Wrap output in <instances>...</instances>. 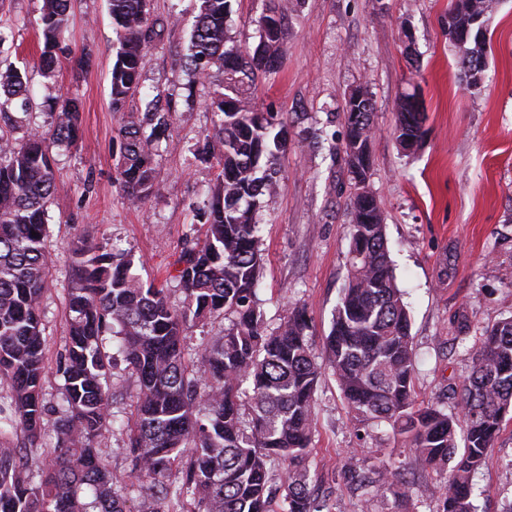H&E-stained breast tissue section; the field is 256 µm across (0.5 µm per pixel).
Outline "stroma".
Returning <instances> with one entry per match:
<instances>
[{
    "label": "stroma",
    "instance_id": "obj_1",
    "mask_svg": "<svg viewBox=\"0 0 512 512\" xmlns=\"http://www.w3.org/2000/svg\"><path fill=\"white\" fill-rule=\"evenodd\" d=\"M227 22L239 46L257 45L254 24L267 0H231ZM42 0H7L0 10V60L28 69L30 103L8 106L0 129L14 137L48 131L60 92L82 102L81 136L73 146L52 149L57 191L48 206L47 253L53 279L43 298L46 338L45 400L61 401L63 380L56 361L68 342L65 301L72 280L71 249L79 240H104L131 251L136 272L163 288L173 304L184 294L169 271L186 240L203 238L197 217L221 170L220 145L206 159L213 116L207 104L222 75H192L185 66L198 0H153V18L163 22L149 49L139 92L130 104L145 112L150 100L172 114L169 136L159 148L153 193L129 204L117 182L114 137L119 126L109 107L115 36L108 0H73L70 29L53 77L37 70L42 47L38 20ZM487 64L480 92L457 78L458 50L448 40V0H288L278 73L260 78L257 104L288 120L292 140L276 161L279 188L264 197L265 270L258 290L269 326H277L289 302L304 303L313 347L321 349L347 279L353 184L330 142L314 144L324 131L344 133V101L363 86L374 102L373 166L368 185L378 196L387 224L397 282L405 292L417 350L418 401L455 402L450 384L468 373L471 357L449 346L448 319L466 311L473 330L512 315V0H498L487 22ZM412 45L418 68L404 54ZM418 92L426 133L412 152L393 136L394 106ZM357 441L346 404L330 372L315 393L311 480L331 483L332 512H394V489L408 488V512H436L428 487L442 475L412 466L409 449L385 428L365 437L360 465L398 463L393 490L363 500L340 470ZM477 512L512 507V421L504 425L486 466L475 476Z\"/></svg>",
    "mask_w": 512,
    "mask_h": 512
}]
</instances>
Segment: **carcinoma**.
Returning <instances> with one entry per match:
<instances>
[{"instance_id":"carcinoma-1","label":"carcinoma","mask_w":512,"mask_h":512,"mask_svg":"<svg viewBox=\"0 0 512 512\" xmlns=\"http://www.w3.org/2000/svg\"><path fill=\"white\" fill-rule=\"evenodd\" d=\"M277 20L256 26L259 48L243 49L227 33L231 0H201L187 68L223 74L210 103L212 138L221 146V173L208 194L205 235L189 240L174 261L182 305L162 288L145 285L131 253L107 242L82 240L73 249L68 289L69 336L56 372L61 403L42 392L46 339L42 301L48 290L47 208L55 190L51 148L79 139V99L57 97L51 133L0 136V512H132L125 479L112 471L101 444L114 432L112 376L117 354L137 382L133 425L127 430L130 475L140 496L168 512H330L328 498L310 488L314 397L322 375L312 348L304 304L288 305L271 329L257 290L265 268L258 210L278 182L262 170L288 145V121L253 103L259 76L275 70L271 53L282 38L287 7L270 0ZM495 0H449L448 17L460 32L487 19ZM116 54L110 71V107L120 116L117 182L133 204L144 202L156 180L158 147L172 115L155 107L128 110L157 32L149 0H109ZM70 22V0H43L39 25L43 74L54 70ZM486 44L471 38L457 61L461 82L481 90ZM5 101L27 99L26 71L0 69ZM408 94L395 105L393 134L411 150L424 135ZM344 141L357 151L371 145L373 104L367 96L345 106ZM150 132H144V126ZM354 183L349 198L348 277L323 341L327 366L348 406L356 434L368 425L388 428L412 450L415 464L444 474L428 490L437 512H477L475 474L512 414V317L482 329L464 379L448 387L458 411L415 401L416 350L411 320L397 285L385 218L377 196L364 193L371 165L345 151ZM224 317V335L198 354L188 333L200 321ZM448 342H466L471 323L462 311L448 319ZM55 443L42 447L47 429ZM178 476L170 479L172 471ZM342 478L369 491L391 487V473L370 475L349 456Z\"/></svg>"}]
</instances>
